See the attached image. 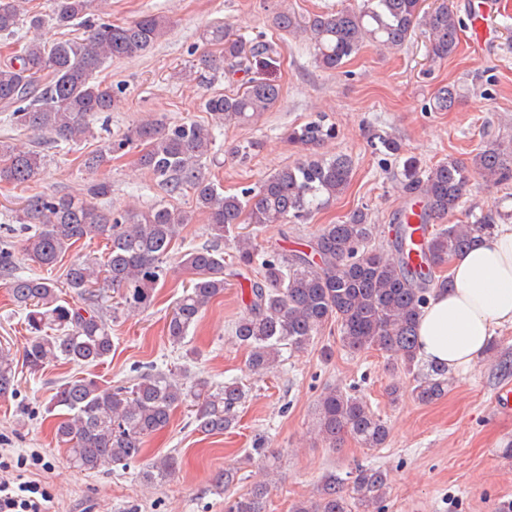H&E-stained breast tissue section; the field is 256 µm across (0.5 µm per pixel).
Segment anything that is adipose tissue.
I'll use <instances>...</instances> for the list:
<instances>
[{
  "instance_id": "adipose-tissue-1",
  "label": "adipose tissue",
  "mask_w": 512,
  "mask_h": 512,
  "mask_svg": "<svg viewBox=\"0 0 512 512\" xmlns=\"http://www.w3.org/2000/svg\"><path fill=\"white\" fill-rule=\"evenodd\" d=\"M454 286L435 291L417 328L418 357L452 370L473 365L497 328L512 325V225L496 224L452 262Z\"/></svg>"
}]
</instances>
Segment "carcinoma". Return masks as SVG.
Here are the masks:
<instances>
[{"mask_svg": "<svg viewBox=\"0 0 512 512\" xmlns=\"http://www.w3.org/2000/svg\"><path fill=\"white\" fill-rule=\"evenodd\" d=\"M104 0H52L47 14L25 11L23 0H0V37L15 38L24 27L84 28V38L52 45L29 41L16 55L0 62V112L10 121L54 144H74L90 133V118L107 112L112 89L96 80L108 60L138 55L167 31L166 22L144 15L123 23L94 20ZM273 27L306 36L315 63L324 70L340 68L367 42L388 49L402 48L420 30L430 52L445 59L457 52L466 23L436 0L421 10L420 0H353L340 10L302 18L280 10ZM203 40L216 50L199 59V78L243 73V87L216 93L203 101L205 111L220 122L244 124L268 111L280 88L261 68L274 62L272 45L248 41L230 23H216ZM460 96L455 85L440 87L430 98L434 112H449ZM334 128L318 118L291 131L289 138L316 149L333 138ZM214 133L190 121L167 125L146 119L131 134L90 152L85 167L96 170L112 150L136 144L139 163L172 193L190 189L207 216L211 238L181 256L177 269L191 276L192 287L177 302L167 336L181 344L209 301L224 292V251L221 242L239 224L264 227L288 224L331 204L348 187L352 161L346 155L307 158L277 170L239 197L203 172ZM44 165L41 151L0 141V183L25 185ZM404 187L424 199L419 227L399 230L396 251L371 245L373 227L358 209L338 224H327L305 248L291 253L259 256L247 235L236 238L237 266H258L260 279L250 287L248 313L231 328L235 343L248 350L255 374L272 372L282 350L299 352L334 319L340 342L357 353L377 348L389 353L408 371L418 363L417 320L435 288L452 287L440 273L454 257L471 249L482 228L497 218L485 214L474 224H451L435 232L430 219L453 214L474 177L497 184L512 180V145L485 141L468 166L454 159L424 170L408 164ZM189 221L188 215L164 205L147 211L128 209L114 215L76 196H29L15 223L24 233L21 250L33 263L53 265L84 238L106 241L102 258H78L69 266L65 285L82 300L71 303L48 279L17 272L14 254L0 250V278L10 289L29 332L20 355L0 350V397L17 391V367L41 374L56 361L85 367L112 353L111 327L99 304L105 294L119 295L125 314L150 307L158 284L166 279L170 251ZM448 391V370L437 366L416 375L412 395L430 404ZM246 390L237 382L211 389L199 379L186 385L161 372H143L125 387L110 388L94 378L73 376L60 383L48 414L58 412L55 436L66 445L69 463L97 472L127 467L139 460L147 439L165 428L173 411L190 404L196 429L220 435L234 427ZM318 437L334 448L346 437L365 448H380L388 438L386 423L361 397L339 387H327L318 400ZM177 460L165 456L141 473L146 484L160 482L176 471ZM270 483L262 479L238 496L224 499V512H267ZM388 491L385 471L359 466L350 482L326 474L317 497L295 502L290 512H374Z\"/></svg>", "mask_w": 512, "mask_h": 512, "instance_id": "cac0c4a2", "label": "carcinoma"}]
</instances>
